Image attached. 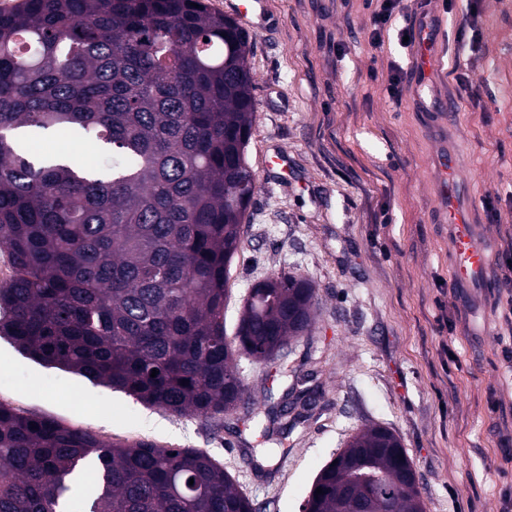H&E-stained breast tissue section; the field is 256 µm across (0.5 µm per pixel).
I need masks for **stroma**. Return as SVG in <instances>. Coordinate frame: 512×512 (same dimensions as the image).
<instances>
[{"instance_id":"35a3bbf8","label":"stroma","mask_w":512,"mask_h":512,"mask_svg":"<svg viewBox=\"0 0 512 512\" xmlns=\"http://www.w3.org/2000/svg\"><path fill=\"white\" fill-rule=\"evenodd\" d=\"M479 41L456 31L455 0L439 27L448 68L438 84L459 101L449 132L471 220L493 255L512 246V0H481ZM365 0H268L240 25L255 112L247 157L258 180L228 273L224 329L234 336L252 285L277 273L315 286L309 335L287 372L241 360L250 406L279 402L291 373H309L305 416L244 423L175 415L40 364L0 338V403L106 442L196 448L223 464L256 512H301L320 469L366 426L392 429L406 448L425 512H501L512 489V375L498 342L507 326L497 281L477 291L452 281L449 228L437 210L436 141L428 118L387 93L392 66L409 68L396 34L372 46ZM473 67L480 101L457 83ZM288 157V172L269 168ZM500 196V218L484 206ZM456 362H449V355Z\"/></svg>"}]
</instances>
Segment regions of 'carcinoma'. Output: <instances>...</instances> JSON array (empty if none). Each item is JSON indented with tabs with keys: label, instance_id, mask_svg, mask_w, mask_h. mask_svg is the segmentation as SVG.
<instances>
[{
	"label": "carcinoma",
	"instance_id": "carcinoma-1",
	"mask_svg": "<svg viewBox=\"0 0 512 512\" xmlns=\"http://www.w3.org/2000/svg\"><path fill=\"white\" fill-rule=\"evenodd\" d=\"M250 48L205 0L0 10V248L15 270L0 286V338L210 419L243 400L239 357L269 363L310 331L314 287L290 275L250 289L237 347L224 334L228 267L257 188ZM71 139L92 151L31 150ZM400 447L384 427L356 433L302 512H355L365 495L375 512H424ZM77 490L84 512H254L205 451L108 444L0 404V512H66Z\"/></svg>",
	"mask_w": 512,
	"mask_h": 512
}]
</instances>
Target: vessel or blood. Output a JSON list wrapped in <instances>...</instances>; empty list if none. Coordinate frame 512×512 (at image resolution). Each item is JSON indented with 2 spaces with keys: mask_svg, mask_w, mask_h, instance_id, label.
Returning <instances> with one entry per match:
<instances>
[{
  "mask_svg": "<svg viewBox=\"0 0 512 512\" xmlns=\"http://www.w3.org/2000/svg\"><path fill=\"white\" fill-rule=\"evenodd\" d=\"M414 34L411 66L415 101L422 111L431 113L441 125L456 127L459 118L457 98L439 93L435 88L437 77L446 67V52L441 32L428 11L418 13ZM434 165L439 175V208L448 217L451 233V272L467 287H485L492 255L488 242L477 236L470 221V205L456 183L459 154L449 146H441Z\"/></svg>",
  "mask_w": 512,
  "mask_h": 512,
  "instance_id": "obj_1",
  "label": "vessel or blood"
}]
</instances>
